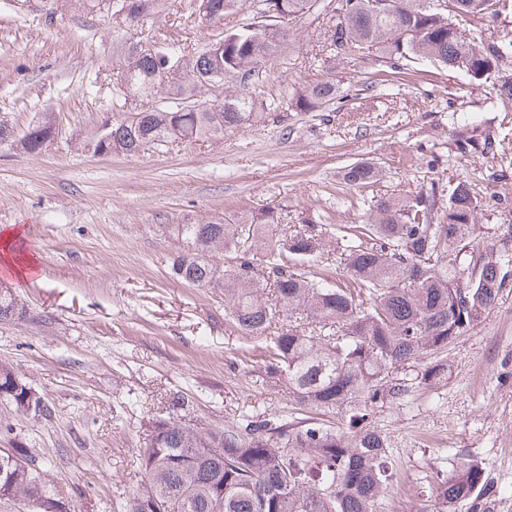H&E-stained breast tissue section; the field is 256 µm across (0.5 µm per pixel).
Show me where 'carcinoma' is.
<instances>
[{
	"instance_id": "obj_1",
	"label": "carcinoma",
	"mask_w": 512,
	"mask_h": 512,
	"mask_svg": "<svg viewBox=\"0 0 512 512\" xmlns=\"http://www.w3.org/2000/svg\"><path fill=\"white\" fill-rule=\"evenodd\" d=\"M261 19L223 34L218 48H128L118 96L124 101L164 93L170 102L141 108L93 137L94 151L136 154L177 138L221 139L224 129L263 117L249 91L262 64L282 54L279 18L293 22L313 13L329 17L324 43L329 58L373 50L394 69L413 60L462 72L468 86L448 93L464 98L493 80L512 103V33L491 42L463 36L460 22L480 30L512 15V0H262ZM224 84L218 105L202 90ZM340 97V81L326 77L296 92L288 105L323 111ZM15 137L0 121V144L38 153L51 141L54 123ZM380 167L357 161L344 167L341 183L356 190L379 180ZM485 198L471 178L428 191L385 196L368 205L366 223L299 224L282 239L269 235L277 212L231 224H172L182 242L172 276L188 285L224 290L228 324L245 337L265 336L277 326L261 378L288 394L303 414L289 417L243 411L236 424L203 428L189 418L191 400L178 391L170 411L152 422L138 449L146 480L114 512H379L393 481L388 440L367 420L401 405L418 389L435 390L449 378L438 357L478 326L498 304L512 274V250L495 243L499 224H478ZM346 271L331 280L324 268ZM24 307L0 285V318L19 319ZM0 400L22 413L49 417L45 398L7 363H0ZM332 413L343 426L324 423ZM0 474V494L28 512L41 494L63 503L49 486L30 449ZM439 512H460L489 492L482 463L454 457L437 482Z\"/></svg>"
}]
</instances>
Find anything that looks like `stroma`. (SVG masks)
Listing matches in <instances>:
<instances>
[{
  "label": "stroma",
  "instance_id": "obj_1",
  "mask_svg": "<svg viewBox=\"0 0 512 512\" xmlns=\"http://www.w3.org/2000/svg\"><path fill=\"white\" fill-rule=\"evenodd\" d=\"M258 5L245 0L208 22L197 0H154L129 23L110 0H0V119L18 134L46 114L56 126L38 154L0 144V234L19 232L26 243L12 264L0 260V282L25 308L22 318L0 322V362L53 409L44 419L0 401V449L31 448L77 512H109L141 488L138 450L176 391L188 394L204 427L234 425L248 409L293 411L260 378L269 337L234 332L220 289L172 277L182 245L166 225L232 222L272 207L284 217L269 228L275 236L305 219L360 224L371 198L463 176L489 194L478 223L512 210V108L492 84L460 100L448 89L466 85L465 74L416 61L385 94L357 92L385 63L339 57L317 66L321 30L307 17L251 87L259 108L277 105L269 120L135 155L87 146L117 114V72L130 45L148 38L201 46ZM332 74L345 94L335 111L288 107L296 91ZM472 122L490 151L466 150ZM362 160L381 163L384 177L339 197L340 171ZM31 257L35 275H19ZM446 357V385L414 392L371 421L388 440L395 472L381 512H438L436 466L454 454L482 462L492 486L468 512H512V283Z\"/></svg>",
  "mask_w": 512,
  "mask_h": 512
}]
</instances>
